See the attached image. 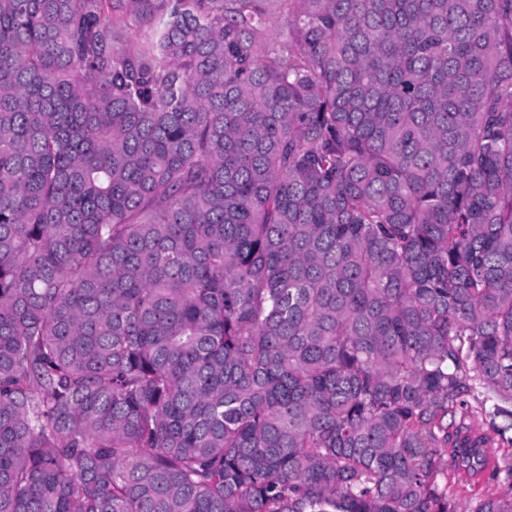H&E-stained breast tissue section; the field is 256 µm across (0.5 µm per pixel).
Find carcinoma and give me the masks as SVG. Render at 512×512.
<instances>
[{"label": "carcinoma", "mask_w": 512, "mask_h": 512, "mask_svg": "<svg viewBox=\"0 0 512 512\" xmlns=\"http://www.w3.org/2000/svg\"><path fill=\"white\" fill-rule=\"evenodd\" d=\"M478 385L512 0H0V512H459Z\"/></svg>", "instance_id": "1"}]
</instances>
